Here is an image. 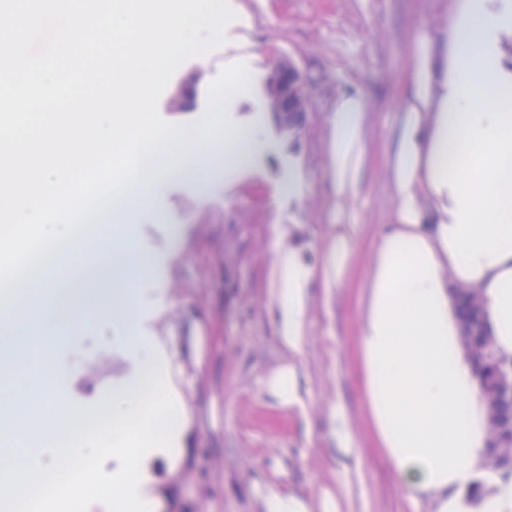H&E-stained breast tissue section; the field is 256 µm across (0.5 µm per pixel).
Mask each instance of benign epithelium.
I'll use <instances>...</instances> for the list:
<instances>
[{"instance_id": "1", "label": "benign epithelium", "mask_w": 512, "mask_h": 512, "mask_svg": "<svg viewBox=\"0 0 512 512\" xmlns=\"http://www.w3.org/2000/svg\"><path fill=\"white\" fill-rule=\"evenodd\" d=\"M269 107L277 126L294 132L307 120L310 99L298 69L288 61L274 65L267 80ZM464 345L471 358L489 364L482 391L489 407L490 451L488 469L497 472L512 467V362L493 358L491 337L482 323L467 320Z\"/></svg>"}]
</instances>
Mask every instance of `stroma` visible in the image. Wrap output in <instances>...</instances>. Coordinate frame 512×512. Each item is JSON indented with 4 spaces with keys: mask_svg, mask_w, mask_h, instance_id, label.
Returning a JSON list of instances; mask_svg holds the SVG:
<instances>
[{
    "mask_svg": "<svg viewBox=\"0 0 512 512\" xmlns=\"http://www.w3.org/2000/svg\"><path fill=\"white\" fill-rule=\"evenodd\" d=\"M236 14L224 43L185 60L158 103L167 122L196 133L209 114L208 89L239 58L248 59L249 96L230 99L241 124L260 122L265 147L256 162L227 180L171 176L139 209L135 237L166 255L158 274L140 285L148 307L143 330L170 354V388L189 410L182 459L169 469L150 456L153 486L166 512H262L276 486L309 499L337 494L342 512H430L409 503L387 463L372 449L356 369L366 246H358L340 286L318 288L310 303L307 344L298 359L306 407L280 404L266 378L288 359L275 334L272 234L284 247L320 253L338 226L329 212L327 114L337 95L360 90L369 110L373 166L352 211L368 234L385 223L393 199L386 169L388 142L404 92L409 48L423 32L451 30L459 0H230ZM292 61L306 81L312 108L293 135L280 133L267 111L266 78L275 62ZM197 104H171L183 83ZM296 168L301 191L283 183ZM181 232H174V225ZM57 359L71 373L72 408L100 407L99 394L130 370L106 331L84 329L63 343ZM350 423L354 442L342 452L331 421Z\"/></svg>",
    "mask_w": 512,
    "mask_h": 512,
    "instance_id": "obj_1",
    "label": "stroma"
}]
</instances>
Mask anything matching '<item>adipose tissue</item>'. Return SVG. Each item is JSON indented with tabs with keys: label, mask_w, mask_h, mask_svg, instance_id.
<instances>
[{
	"label": "adipose tissue",
	"mask_w": 512,
	"mask_h": 512,
	"mask_svg": "<svg viewBox=\"0 0 512 512\" xmlns=\"http://www.w3.org/2000/svg\"><path fill=\"white\" fill-rule=\"evenodd\" d=\"M512 0H460L448 53L416 43L388 151L394 205L369 241L357 364L376 449L406 495L432 512H512V476L484 469L486 407L461 342L459 289L479 290L497 353L512 359ZM367 103L343 92L328 116L327 161L344 215L371 167ZM364 226L349 221L309 263L274 247L273 294L287 364L266 380L282 404L303 405L297 359L311 287L343 277Z\"/></svg>",
	"instance_id": "1"
}]
</instances>
